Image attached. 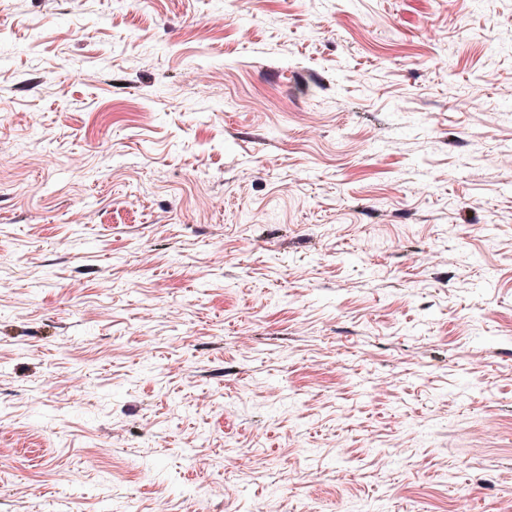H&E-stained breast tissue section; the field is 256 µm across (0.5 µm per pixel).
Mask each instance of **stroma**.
I'll use <instances>...</instances> for the list:
<instances>
[{
	"label": "stroma",
	"instance_id": "35a3bbf8",
	"mask_svg": "<svg viewBox=\"0 0 512 512\" xmlns=\"http://www.w3.org/2000/svg\"><path fill=\"white\" fill-rule=\"evenodd\" d=\"M510 152L512 0H0V512H512Z\"/></svg>",
	"mask_w": 512,
	"mask_h": 512
}]
</instances>
